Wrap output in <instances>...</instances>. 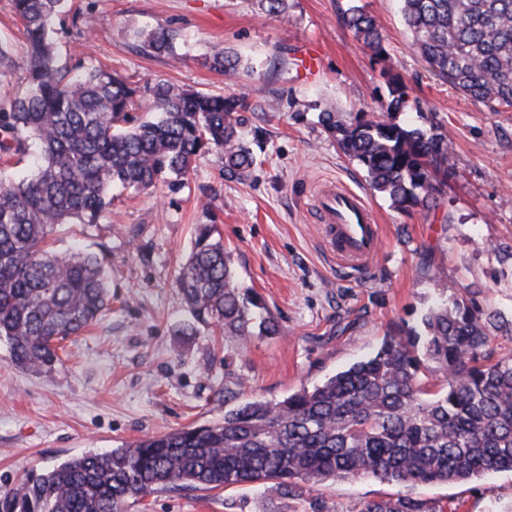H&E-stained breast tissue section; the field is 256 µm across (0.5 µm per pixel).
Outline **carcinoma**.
I'll return each instance as SVG.
<instances>
[{
    "label": "carcinoma",
    "instance_id": "1",
    "mask_svg": "<svg viewBox=\"0 0 512 512\" xmlns=\"http://www.w3.org/2000/svg\"><path fill=\"white\" fill-rule=\"evenodd\" d=\"M10 2L23 23L28 66L23 91L0 103V156L8 162L33 144L39 162L29 176L0 179V341L15 366L47 373L60 362V344L98 321L112 299L102 256L46 249L55 226L96 223L114 187L182 185L204 148L242 177L256 157L237 130L243 101L157 82L145 87L155 115L135 120L140 88L101 67L61 62L54 21L65 0ZM401 2L412 45L436 76L476 102L512 108V0ZM260 6L288 18V0ZM344 23L374 55L385 54L380 26L363 7L350 6ZM133 37L146 55L178 57L176 35L165 26ZM207 64L224 73L240 59L218 50ZM387 86L384 112L348 126L328 109L318 119L371 188L408 212L437 201L453 148L438 126L396 123L408 93L391 75ZM178 288L194 320L240 343L280 332L255 290L240 284L212 224L199 225ZM498 334L512 340V321L474 298L437 301L420 327L385 336L374 354L310 390L245 400L216 421L28 474L0 493V512H125L128 501L160 488L255 483L272 494L264 512H288L289 500L328 481L458 483L512 472V357L497 354ZM444 509L400 494L361 500L345 512Z\"/></svg>",
    "mask_w": 512,
    "mask_h": 512
}]
</instances>
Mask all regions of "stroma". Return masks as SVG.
<instances>
[{"label": "stroma", "mask_w": 512, "mask_h": 512, "mask_svg": "<svg viewBox=\"0 0 512 512\" xmlns=\"http://www.w3.org/2000/svg\"><path fill=\"white\" fill-rule=\"evenodd\" d=\"M355 2L379 22L385 61L344 24ZM160 25L177 32L179 61L135 46L133 28ZM55 27L64 63L244 101L238 130L257 162L238 177L204 151L181 187L153 195L116 189L98 223L57 226L48 240L55 251L105 252L112 310L67 341L49 373L17 368L0 342V492L91 450L217 420L230 390L241 400H280L313 388L372 355L388 333L416 326L438 298L467 291L512 317V110L492 111L432 75L411 48L399 0H289L284 19L258 0H68ZM23 43L19 20L0 0V44L12 58L0 100L22 88ZM307 45L321 55L314 76L299 61ZM220 48L257 61L256 71L210 69L206 60ZM386 69L420 106L398 122L442 126L454 147L436 204L408 213L369 187L318 122L327 108L345 124L379 111ZM329 182L364 197L383 226L382 252L368 271L337 267L323 249L317 194ZM200 224L216 225L242 282L277 317L279 335L242 344L192 320L176 280ZM263 492L257 484L166 488L126 512H225V501L244 498L261 512ZM316 494L331 512L399 494L439 500L450 512H500L512 504V472L455 484L352 478Z\"/></svg>", "instance_id": "1"}]
</instances>
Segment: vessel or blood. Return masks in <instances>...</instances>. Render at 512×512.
I'll list each match as a JSON object with an SVG mask.
<instances>
[{"label":"vessel or blood","mask_w":512,"mask_h":512,"mask_svg":"<svg viewBox=\"0 0 512 512\" xmlns=\"http://www.w3.org/2000/svg\"><path fill=\"white\" fill-rule=\"evenodd\" d=\"M317 208L327 252L340 266L369 269L383 244L372 208L358 193L338 184L321 191Z\"/></svg>","instance_id":"b4317fda"}]
</instances>
